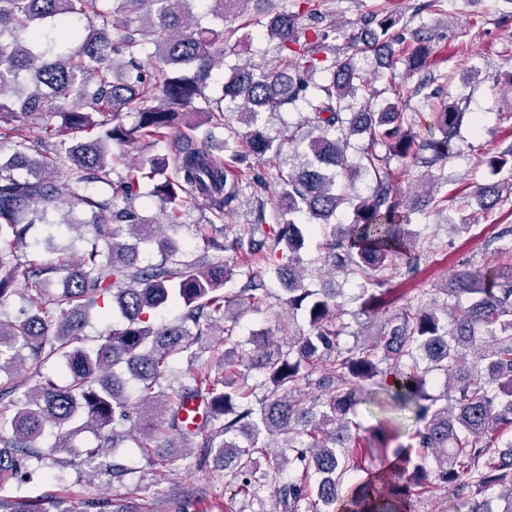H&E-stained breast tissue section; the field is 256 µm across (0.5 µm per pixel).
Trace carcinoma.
<instances>
[{"label":"carcinoma","mask_w":512,"mask_h":512,"mask_svg":"<svg viewBox=\"0 0 512 512\" xmlns=\"http://www.w3.org/2000/svg\"><path fill=\"white\" fill-rule=\"evenodd\" d=\"M196 0H0V140L17 137L34 125L40 112H57L62 124L35 137L40 159L32 162L16 151L0 156V307L22 286L41 295L49 285V264L36 269L14 258L27 244L30 229L45 227L43 242L52 254L66 255L57 239L71 233L91 236L62 291L50 302L35 304L14 320L0 318V374L31 371L36 383L24 394L0 405V490L22 461L27 479L42 471L44 455L37 442L46 428L56 430L53 452H71L70 437L80 430L95 433L96 445L82 453V464L95 469L100 452L128 444L143 449L152 465L175 467L183 452L198 446L232 470V477L255 490L274 489L288 512L306 500L308 512H407L414 492L438 486L458 492L470 486L499 489L502 512H512V440L501 442L495 431L512 428V274L502 283L493 275L459 271L444 289L441 306L407 303L385 323L380 334L356 348L343 349L337 323L338 289L311 288L307 280L325 270L358 274L364 279L363 307L371 308L402 272L418 269L422 254L409 229V206L392 183L389 162L406 159L420 177L434 181L432 171L454 155L466 118L460 102L428 113L426 134L413 131L415 118L392 102L380 107L385 90L375 86L353 64V55L373 49L381 67L397 63L389 45L398 19L369 13L360 18L363 40L346 35L351 54L324 65L326 40L333 22L309 2L307 14L283 10L266 24L278 41L279 55L259 67H231L213 99L206 94L213 68L212 48L228 39L224 28L194 10ZM209 15L224 19L250 0H209ZM121 16L122 32L113 36L92 19ZM312 24L304 27L302 18ZM84 18L81 28L59 26ZM407 55L410 70L424 68L429 46L415 32ZM154 47L156 66L146 70L140 56ZM303 102L308 143L301 162L280 175L274 197L290 219L261 231L262 238L237 237L233 247L249 269L235 298L224 296V284L240 271L217 258L205 265L183 259L161 235L162 224L141 216L134 206L142 184L166 206L177 223L184 196L205 201L213 219L234 209L252 186L246 171L228 179L224 163L191 139L173 141L172 154L150 155L127 165L125 176L110 180L118 157L114 145L139 139L170 138L177 116L187 108L204 121L237 110L248 130H229L224 148L242 144L261 164L279 157L283 142L254 125L262 112L274 114ZM135 116L127 126L125 115ZM364 135L358 161L348 159L350 139ZM385 148V154L377 147ZM494 172L512 167V148L493 155ZM365 170L375 186L366 197H353L340 186L352 184ZM65 172L63 185L56 174ZM101 183L109 191L92 193ZM459 193L483 209L499 200L493 187ZM353 206L350 224H334L342 206ZM330 227L321 264L306 266L301 257L314 224ZM156 242L161 260L141 267L137 245L124 235ZM107 242L108 250L98 242ZM288 247V266L275 269L287 297L288 317L302 314L304 325L281 344L269 334L243 339L236 333L240 317L259 303L264 281L258 264L266 250ZM117 303L120 327H112L102 344L84 346L83 329L100 297ZM171 304L184 312L175 324L154 327L145 316ZM222 324V366L199 374L189 384L171 385L174 366L193 355V346L213 325ZM57 357L70 380L60 385L42 372ZM262 379L248 383V372ZM318 377H313L315 372ZM442 375L443 392L425 390L428 373ZM390 373L396 384L387 403L400 411L415 409L427 419L416 447L388 449L392 430L378 424L358 447L376 451L383 466L367 470L361 481L350 473L366 470V459L350 446L355 408L367 391L364 383ZM187 399L205 408L204 424L189 431L180 416ZM202 436L201 442L194 441ZM294 451L273 460L259 473L255 456L268 455L279 438ZM301 471L297 482H284L287 467ZM10 512H46L41 504L17 497L0 507ZM89 512H129L119 498L85 501Z\"/></svg>","instance_id":"carcinoma-1"}]
</instances>
